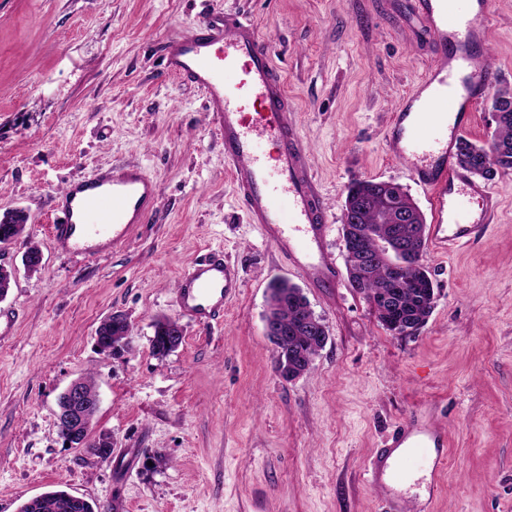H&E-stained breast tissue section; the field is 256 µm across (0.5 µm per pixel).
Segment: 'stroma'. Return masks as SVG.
<instances>
[{
	"instance_id": "35a3bbf8",
	"label": "stroma",
	"mask_w": 512,
	"mask_h": 512,
	"mask_svg": "<svg viewBox=\"0 0 512 512\" xmlns=\"http://www.w3.org/2000/svg\"><path fill=\"white\" fill-rule=\"evenodd\" d=\"M477 55L512 90V0H491ZM253 22L295 109L312 178L344 262L346 185L373 177L427 195L387 153L388 120L434 59L410 0H0V213H29L43 266L0 244L15 284L0 310V512L64 489L101 512H512V174L484 235L426 253L436 303L414 336L380 325L349 283L313 288L249 223L203 94L162 65L163 47L201 21ZM136 164L156 208L112 252L87 258L50 237L56 194L97 169ZM210 252L235 265L239 294L203 326L174 300L182 270ZM301 288L329 330L311 368L288 381L265 334L270 285ZM120 312L134 331L106 355L95 330ZM181 345L154 356L159 319ZM92 374L103 460L63 447L59 394ZM448 433L434 500L378 491L366 467L410 411Z\"/></svg>"
}]
</instances>
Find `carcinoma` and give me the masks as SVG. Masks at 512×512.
Instances as JSON below:
<instances>
[{
	"mask_svg": "<svg viewBox=\"0 0 512 512\" xmlns=\"http://www.w3.org/2000/svg\"><path fill=\"white\" fill-rule=\"evenodd\" d=\"M492 101L497 104L498 120L491 136L494 155H488L486 145L462 138L458 143L459 164L471 174L490 181L498 175L512 172V91H496ZM378 179H356L345 188L343 207H355L365 202V209L357 211L353 221L343 225V238L362 245L371 260H360L358 253L348 251L345 263L350 286L369 301L384 307L387 315L378 316L381 325L390 332L409 329L415 333L426 324L435 306V290L424 264L427 238L407 239V248L400 251L397 244L396 210L387 208L373 196ZM28 224L22 209L0 214V244L21 239ZM405 264L404 281L396 286L388 280V267L393 262ZM269 309L287 329V334L270 341L277 348L276 370L292 379L307 371L325 344L318 339L313 327L314 311L301 289L286 281H276L270 288ZM133 326L127 318L120 317L112 332L105 336V348L114 351L129 346ZM150 348L156 356L163 357L176 349L172 342L170 325L155 322L154 337ZM20 512H95L94 504L84 501L75 509L70 503V493L51 490L43 493L41 506L33 511L27 506Z\"/></svg>",
	"mask_w": 512,
	"mask_h": 512,
	"instance_id": "carcinoma-1",
	"label": "carcinoma"
}]
</instances>
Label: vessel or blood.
<instances>
[{"mask_svg":"<svg viewBox=\"0 0 512 512\" xmlns=\"http://www.w3.org/2000/svg\"><path fill=\"white\" fill-rule=\"evenodd\" d=\"M415 17L433 46L435 63L392 114L386 133L390 156L430 191L429 244L444 253L475 241L499 208L491 187L474 180L456 157L461 134L495 82L476 56L491 24V0L458 7L455 0H412ZM275 46L254 24L234 20L200 24L169 42V73L195 85L215 118L232 162V180L249 223L319 288H335L340 269L325 240L330 216L309 173L285 84L274 67ZM268 140L273 157L259 153ZM159 199L158 185L142 167L113 166L69 183L59 194L50 237L58 249L84 255L110 252L129 225L141 223ZM236 269L223 254L184 269L175 289L187 316L210 325L224 316V301L238 293ZM447 435L422 412H411L394 430L367 474L372 483H404L417 465L430 470L429 495L447 465Z\"/></svg>","mask_w":512,"mask_h":512,"instance_id":"1","label":"vessel or blood"}]
</instances>
